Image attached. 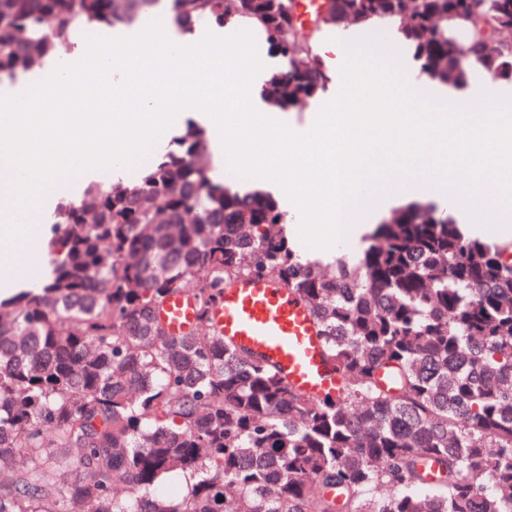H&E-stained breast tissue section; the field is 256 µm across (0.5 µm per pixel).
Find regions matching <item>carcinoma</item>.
<instances>
[{"instance_id": "1", "label": "carcinoma", "mask_w": 512, "mask_h": 512, "mask_svg": "<svg viewBox=\"0 0 512 512\" xmlns=\"http://www.w3.org/2000/svg\"><path fill=\"white\" fill-rule=\"evenodd\" d=\"M167 13L263 27L272 109L329 82L294 0H0V82L71 32ZM393 21L430 79L512 81V0H333L320 27ZM458 23L465 41L448 36ZM192 124L128 184L62 201L51 271L0 300V512H512V262L428 205L354 263L302 261L277 202L213 180ZM271 272L318 328L339 395L310 397L213 329L224 288ZM193 295L172 336L156 311ZM181 475L186 489L158 491Z\"/></svg>"}]
</instances>
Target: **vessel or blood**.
I'll return each instance as SVG.
<instances>
[{
	"label": "vessel or blood",
	"mask_w": 512,
	"mask_h": 512,
	"mask_svg": "<svg viewBox=\"0 0 512 512\" xmlns=\"http://www.w3.org/2000/svg\"><path fill=\"white\" fill-rule=\"evenodd\" d=\"M158 317L172 334L189 331L195 323L192 298L174 294ZM214 327L224 338L276 364L299 392L317 396L339 387L324 362L310 311L270 280L247 279L226 288L214 314Z\"/></svg>",
	"instance_id": "1"
}]
</instances>
